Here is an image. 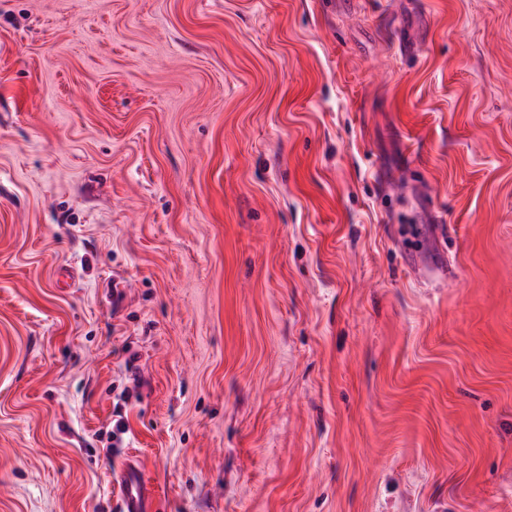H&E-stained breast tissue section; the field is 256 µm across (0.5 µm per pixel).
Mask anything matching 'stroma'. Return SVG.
Here are the masks:
<instances>
[{
	"label": "stroma",
	"instance_id": "stroma-1",
	"mask_svg": "<svg viewBox=\"0 0 512 512\" xmlns=\"http://www.w3.org/2000/svg\"><path fill=\"white\" fill-rule=\"evenodd\" d=\"M130 459L512 512V0H0V512Z\"/></svg>",
	"mask_w": 512,
	"mask_h": 512
}]
</instances>
